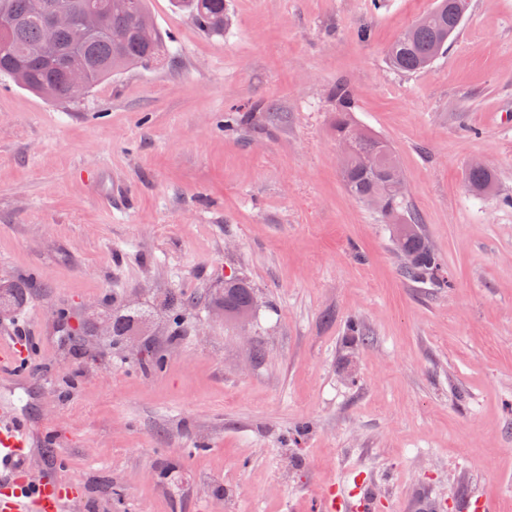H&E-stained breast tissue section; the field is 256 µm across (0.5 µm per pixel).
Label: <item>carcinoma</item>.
<instances>
[{
    "label": "carcinoma",
    "mask_w": 512,
    "mask_h": 512,
    "mask_svg": "<svg viewBox=\"0 0 512 512\" xmlns=\"http://www.w3.org/2000/svg\"><path fill=\"white\" fill-rule=\"evenodd\" d=\"M174 7L192 16L203 30L221 34L227 20L226 0H172ZM454 0H440L430 12L409 26L390 46L387 52L389 66L400 73H415L430 66L442 53L448 40L458 31L461 19L451 8ZM13 20L11 28L0 32V78H8L19 86L48 99L70 101L65 73L74 67L86 69L91 78L90 87L132 66H146L159 55L162 38L153 29V38L141 35V22L154 23L146 7V0H112V9L105 11L104 31L87 38L80 48H74L75 35L70 30L56 34L54 49L47 53L42 40L43 16L33 12L32 0H0V17ZM340 109L336 115V137L349 139L353 129L349 117L350 93L346 86H336ZM269 106L254 101L249 108L235 112L224 120V131L248 124L256 112H265ZM342 178L347 192L358 201L378 197L383 206L382 219L395 223L404 213L403 197L394 187L395 175L401 169L387 143L367 132L355 141L348 155L342 159ZM467 182L477 192H487L493 186L491 171L486 167H471ZM394 244L407 258L404 274L413 280L427 278L438 286L448 285L439 256L429 245L420 225L408 222L396 232ZM255 293L242 282L224 284V316L238 318L253 308ZM189 301L179 294L160 297L154 310L161 313L172 327L180 326L181 312ZM111 307L112 335L124 337L131 325L144 316L140 309ZM142 368L157 372L164 367V358L151 346H146L139 358Z\"/></svg>",
    "instance_id": "cac0c4a2"
}]
</instances>
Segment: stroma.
<instances>
[{"label":"stroma","mask_w":512,"mask_h":512,"mask_svg":"<svg viewBox=\"0 0 512 512\" xmlns=\"http://www.w3.org/2000/svg\"><path fill=\"white\" fill-rule=\"evenodd\" d=\"M223 34L147 0L158 60L57 103L0 79V279L30 298L0 402L32 427L31 478L75 512H317L360 481L376 512H512V0H468L433 65L389 46L437 0H227ZM387 141L448 276L409 280L390 225L347 193L338 84ZM269 109L234 133L224 114ZM494 173L477 195L465 172ZM111 198H104V189ZM256 289L218 317L225 278ZM196 297L165 367L80 323L107 298ZM364 336H352L349 322Z\"/></svg>","instance_id":"35a3bbf8"}]
</instances>
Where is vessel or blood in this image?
Masks as SVG:
<instances>
[{
	"mask_svg": "<svg viewBox=\"0 0 512 512\" xmlns=\"http://www.w3.org/2000/svg\"><path fill=\"white\" fill-rule=\"evenodd\" d=\"M33 432L7 404L0 406V512H73L83 496L72 480H27ZM375 504L359 488L329 484L318 498V512H373Z\"/></svg>",
	"mask_w": 512,
	"mask_h": 512,
	"instance_id": "b4317fda",
	"label": "vessel or blood"
}]
</instances>
